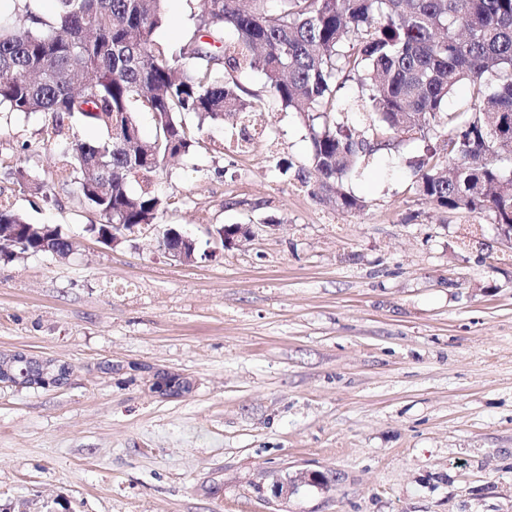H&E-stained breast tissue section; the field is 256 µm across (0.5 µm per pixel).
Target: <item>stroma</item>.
Instances as JSON below:
<instances>
[{
	"label": "stroma",
	"instance_id": "stroma-1",
	"mask_svg": "<svg viewBox=\"0 0 512 512\" xmlns=\"http://www.w3.org/2000/svg\"><path fill=\"white\" fill-rule=\"evenodd\" d=\"M199 11L166 0L156 43ZM239 81L267 100L248 148L244 121L204 127L156 175L157 223L111 246L72 190L13 181L18 164L51 181L68 142L0 112V197L78 242L0 262V352L73 367L59 388L0 386V512H512V245L494 214L420 196L412 133L350 181L361 209L313 196L303 117L261 71ZM232 224L252 237L221 244ZM170 227L193 261L160 249ZM144 364L195 391L154 396Z\"/></svg>",
	"mask_w": 512,
	"mask_h": 512
}]
</instances>
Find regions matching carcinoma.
<instances>
[{"mask_svg": "<svg viewBox=\"0 0 512 512\" xmlns=\"http://www.w3.org/2000/svg\"><path fill=\"white\" fill-rule=\"evenodd\" d=\"M30 2L17 0L24 26L0 18V107L44 115L47 143L75 122L96 132L73 138L54 182L15 166L34 195L74 185L108 224L157 223L161 163L199 146L203 124L261 111L237 80L259 69L270 96L305 120L313 193L347 211L361 207L343 184L374 149L336 117L338 81L352 77L366 97L349 110L372 113V133L391 139L422 122L440 140L415 163L416 192L512 225V143L495 136L512 119V0H275L273 11L202 0L193 35L173 50L153 39L164 0H52L49 17ZM463 83L471 104L459 121L443 106ZM139 111L152 114L149 137ZM441 151L446 176L437 171ZM133 180L138 194L128 190ZM2 224L29 222L0 200ZM49 229V247L32 254L68 246Z\"/></svg>", "mask_w": 512, "mask_h": 512, "instance_id": "carcinoma-1", "label": "carcinoma"}]
</instances>
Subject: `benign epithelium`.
Returning a JSON list of instances; mask_svg holds the SVG:
<instances>
[{"mask_svg": "<svg viewBox=\"0 0 512 512\" xmlns=\"http://www.w3.org/2000/svg\"><path fill=\"white\" fill-rule=\"evenodd\" d=\"M46 229L33 226L21 234L13 230L8 243L23 250L27 249L28 241L44 236ZM168 245L162 249L171 257L186 262L187 247H196V242L173 230L166 232ZM19 365V372H14L12 366ZM139 370L149 379L151 393L160 398L184 397L195 389V381L183 373L158 368L151 365H141ZM71 376V367L55 359L37 358L20 351L0 352V385L15 388H58L67 383Z\"/></svg>", "mask_w": 512, "mask_h": 512, "instance_id": "obj_1", "label": "benign epithelium"}]
</instances>
